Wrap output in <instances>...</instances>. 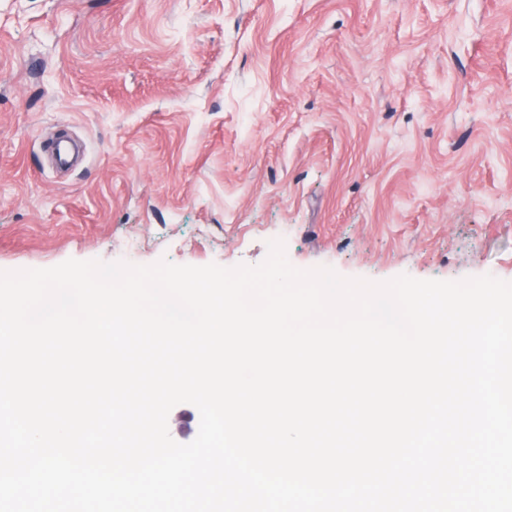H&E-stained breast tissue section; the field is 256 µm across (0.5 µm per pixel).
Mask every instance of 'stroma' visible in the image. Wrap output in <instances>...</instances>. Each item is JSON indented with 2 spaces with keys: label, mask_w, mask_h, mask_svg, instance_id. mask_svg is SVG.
<instances>
[{
  "label": "stroma",
  "mask_w": 512,
  "mask_h": 512,
  "mask_svg": "<svg viewBox=\"0 0 512 512\" xmlns=\"http://www.w3.org/2000/svg\"><path fill=\"white\" fill-rule=\"evenodd\" d=\"M276 239L348 278L512 282V0H0V271Z\"/></svg>",
  "instance_id": "stroma-1"
}]
</instances>
